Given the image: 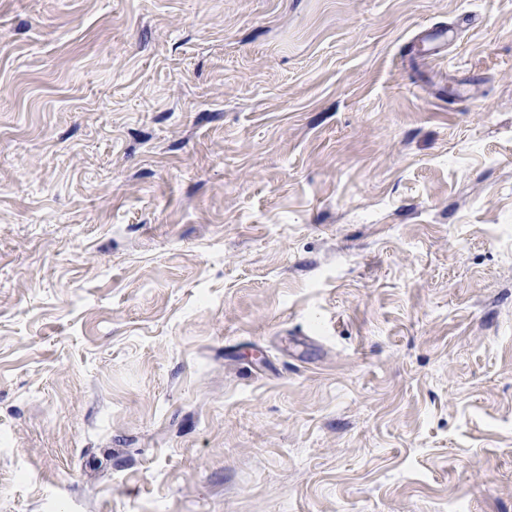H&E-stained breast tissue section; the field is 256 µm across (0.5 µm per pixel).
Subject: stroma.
I'll list each match as a JSON object with an SVG mask.
<instances>
[{"instance_id": "1", "label": "stroma", "mask_w": 512, "mask_h": 512, "mask_svg": "<svg viewBox=\"0 0 512 512\" xmlns=\"http://www.w3.org/2000/svg\"><path fill=\"white\" fill-rule=\"evenodd\" d=\"M0 512H512V0H0Z\"/></svg>"}]
</instances>
